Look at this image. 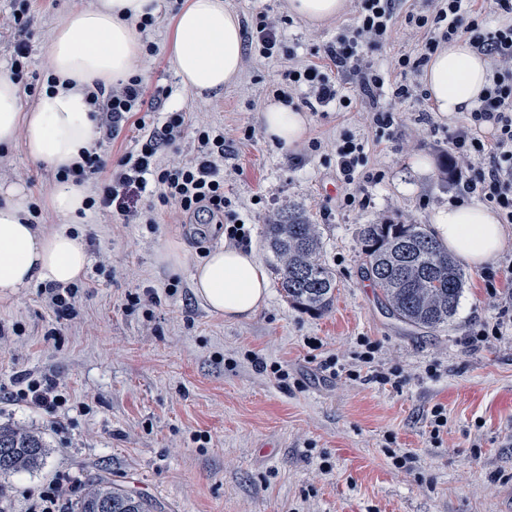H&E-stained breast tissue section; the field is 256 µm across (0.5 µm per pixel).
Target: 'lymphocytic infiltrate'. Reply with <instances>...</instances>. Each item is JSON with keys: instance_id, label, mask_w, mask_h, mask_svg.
Listing matches in <instances>:
<instances>
[{"instance_id": "1", "label": "lymphocytic infiltrate", "mask_w": 512, "mask_h": 512, "mask_svg": "<svg viewBox=\"0 0 512 512\" xmlns=\"http://www.w3.org/2000/svg\"><path fill=\"white\" fill-rule=\"evenodd\" d=\"M361 8L353 29L343 31L325 45L324 58L337 71L356 73L354 94H346L336 80L321 74L317 65L294 63V50L281 32L280 17L259 13L245 30L255 57L291 59L287 89L275 90V98L292 101L301 87H308L318 103L338 102L349 107L353 96L371 95L381 87V75L365 62V53L379 49L389 38L398 0H360ZM475 0H435L427 14L410 13L408 24L426 30L429 38L423 53L398 58L404 71H417L428 64L440 42L468 38L492 62L491 83L466 121L448 130V165L465 193L492 204L505 224H512V0H493L502 22L480 29L474 17ZM99 129V148L84 153L81 164L60 169L58 181H73L90 188L87 206L108 209L119 219H128L136 198L153 190L159 203L173 204L175 224H219L231 243L248 239L245 227L225 223L224 210L230 201L224 194V133L201 125L196 129L197 149L183 159L172 148L185 127L183 113L161 117L157 97L148 96L140 75H132L109 88L98 87L88 94ZM491 137H484V127ZM134 128L138 148L126 152L116 163H108L101 146L112 142L123 129ZM18 399L54 412L67 403L56 380L49 377L24 380Z\"/></svg>"}]
</instances>
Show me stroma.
Returning <instances> with one entry per match:
<instances>
[{
  "label": "stroma",
  "instance_id": "obj_1",
  "mask_svg": "<svg viewBox=\"0 0 512 512\" xmlns=\"http://www.w3.org/2000/svg\"><path fill=\"white\" fill-rule=\"evenodd\" d=\"M179 0H155L157 24L145 34L159 48L145 57L149 94L165 89L161 111L181 112V156L194 154L195 128L207 124L225 138V221L242 219L266 271L277 261L267 249L274 214L296 208L318 224L321 259L336 275L327 311L293 308L278 286L251 318L212 313L193 292L195 265L225 237L204 225V238L159 213L154 224H124L110 212L87 213L74 229L90 258L77 294L78 315L57 325L40 286L0 299V329L14 336L0 350V424L19 423L43 434L48 455L32 472L0 477V507L26 512L29 495L65 472L89 485L114 479L158 502L163 512H512V246L490 263L465 267L454 318L416 329L391 318L379 291L363 276L362 225L384 221L430 225L435 208L457 192L448 173V129L463 114L433 112L417 72L395 69L417 56L427 32L397 19L389 43L369 53L384 78L375 96L351 108H307L309 135L319 151L282 149L266 137L260 114L284 81V59L244 57L238 80L215 97L184 90L165 49ZM29 74H41L42 48L70 0H32ZM359 0L322 27L300 18L283 35L298 61L352 28ZM408 97L394 95L398 86ZM396 112L393 139L377 137L368 111ZM253 138H244L245 127ZM364 139L367 162L354 185L363 206H339L345 188L332 147L341 135ZM425 157L428 174L414 172ZM31 198L45 201L54 174L34 165L22 148L6 157ZM177 245L185 261L171 271L159 251ZM108 265L97 268L98 257ZM153 291V305L135 294ZM375 345L377 369L397 371L382 385L360 370L359 355ZM338 360L345 374L332 375ZM287 371L278 380L268 370ZM55 378L65 409L49 415L17 400L27 376ZM448 418L439 438L431 411Z\"/></svg>",
  "mask_w": 512,
  "mask_h": 512
}]
</instances>
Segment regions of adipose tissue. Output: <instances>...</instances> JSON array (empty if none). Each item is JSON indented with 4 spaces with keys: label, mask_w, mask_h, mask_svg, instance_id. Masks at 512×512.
<instances>
[{
    "label": "adipose tissue",
    "mask_w": 512,
    "mask_h": 512,
    "mask_svg": "<svg viewBox=\"0 0 512 512\" xmlns=\"http://www.w3.org/2000/svg\"><path fill=\"white\" fill-rule=\"evenodd\" d=\"M154 0H92L86 9L61 14L44 47L58 80L25 105L21 85L0 72V147L22 143L27 156L52 168L71 166L90 149L97 122L86 100L87 88L110 86L142 70V35L137 24ZM168 56L182 87L190 93L220 92L241 72L243 37L239 18L226 0H185L175 15ZM490 60L468 41L456 39L431 58L423 75L434 111L453 116L471 111L488 83ZM267 137L290 149L309 132L307 116L284 104L261 114ZM87 186L56 184L48 196L58 217L86 213ZM28 190L0 185V297L19 295L37 283L66 285L84 276L89 258L81 236L46 232L28 223ZM439 243L467 265L480 267L512 243V230L497 212L476 201L436 208L431 215ZM195 295L229 320L253 316L266 302L269 281L253 250L227 245L195 267Z\"/></svg>",
    "instance_id": "ef3b65f1"
}]
</instances>
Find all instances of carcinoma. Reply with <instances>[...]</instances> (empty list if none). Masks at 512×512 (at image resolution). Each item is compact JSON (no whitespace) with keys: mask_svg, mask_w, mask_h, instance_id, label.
<instances>
[{"mask_svg":"<svg viewBox=\"0 0 512 512\" xmlns=\"http://www.w3.org/2000/svg\"><path fill=\"white\" fill-rule=\"evenodd\" d=\"M269 246L280 266L278 285L294 308L322 313L333 304L336 276L321 260L317 225L301 212L274 215ZM366 277L390 315L412 326L440 327L456 314L465 276L456 260L420 224H365L360 230ZM47 455L32 429L0 424V476L39 467ZM75 512H159L141 493L105 479L85 490Z\"/></svg>","mask_w":512,"mask_h":512,"instance_id":"1","label":"carcinoma"}]
</instances>
